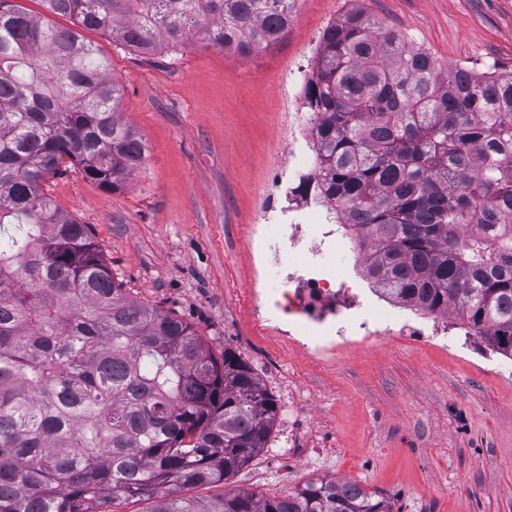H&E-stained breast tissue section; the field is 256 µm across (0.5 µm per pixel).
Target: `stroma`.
<instances>
[{"instance_id": "35a3bbf8", "label": "stroma", "mask_w": 512, "mask_h": 512, "mask_svg": "<svg viewBox=\"0 0 512 512\" xmlns=\"http://www.w3.org/2000/svg\"><path fill=\"white\" fill-rule=\"evenodd\" d=\"M352 0H299L286 36L243 58L195 42L144 55L89 31L123 93L125 121L146 151L113 191L71 167L45 190L89 225L134 300L188 323L214 353L232 348L278 404L266 447L231 488L278 497L316 479L352 480L384 494L392 512H512V356L461 329L455 313L395 306L421 328L403 336L347 249L325 253L362 304L350 320L375 337L315 353L266 304L251 228L281 136L290 82L311 77L324 30ZM383 25L442 65L512 70V0H361Z\"/></svg>"}]
</instances>
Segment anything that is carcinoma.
Listing matches in <instances>:
<instances>
[{"mask_svg": "<svg viewBox=\"0 0 512 512\" xmlns=\"http://www.w3.org/2000/svg\"><path fill=\"white\" fill-rule=\"evenodd\" d=\"M297 2L42 0L69 29L0 0V512H391L352 481L225 489L265 448L276 400L235 351L216 357L130 298L88 225L44 191L65 159L118 190L144 158L108 59L79 30L248 56L283 39ZM304 97L307 182L370 251L375 292L451 309L512 354V72L444 67L354 8L324 31Z\"/></svg>", "mask_w": 512, "mask_h": 512, "instance_id": "obj_1", "label": "carcinoma"}]
</instances>
